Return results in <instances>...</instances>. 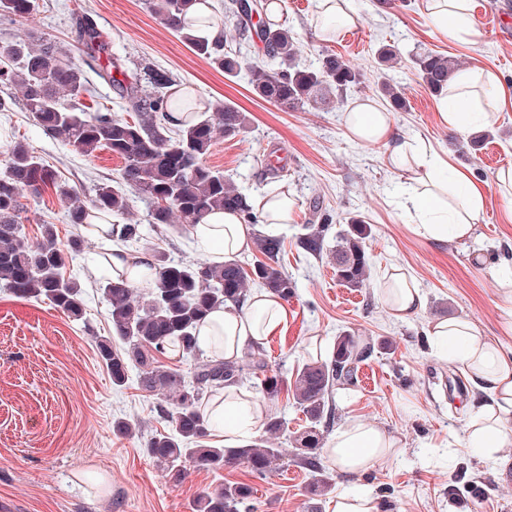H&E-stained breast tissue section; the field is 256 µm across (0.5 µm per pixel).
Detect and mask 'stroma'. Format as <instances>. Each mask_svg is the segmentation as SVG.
Listing matches in <instances>:
<instances>
[{
  "label": "stroma",
  "mask_w": 512,
  "mask_h": 512,
  "mask_svg": "<svg viewBox=\"0 0 512 512\" xmlns=\"http://www.w3.org/2000/svg\"><path fill=\"white\" fill-rule=\"evenodd\" d=\"M32 21L0 19V41L13 35L52 39L73 46L78 17L90 16L108 37L115 54L128 57L132 70L167 71L178 85L205 99L235 105L248 117L244 133L218 139L209 165L230 176L252 197L273 186L286 188L295 209L291 223L279 225L281 263L297 283L287 303L288 323L264 345L269 366L294 374L313 355L328 357L339 334L355 336L373 353L362 365L354 387L335 397V425L356 418L374 422L399 443L385 460L359 475L339 473L325 463L332 488L311 493L314 475L286 457L279 471L263 477L242 465L218 471L187 466L180 482H170L145 452L147 439L169 429L158 396L139 384L132 366L124 387L113 386L101 362L96 339L110 335L112 324L99 290L98 263L106 243L86 239L83 255L67 269L85 295L84 321L75 322L51 303L20 300L0 290V512H192L195 499L225 484L252 486L254 512H329L333 495L357 490L378 497L386 512H512V447L493 455L467 445L471 409L480 397L472 384L448 389L464 377L461 366L438 355L428 336L435 321L466 316L512 359V329L503 322L502 292L512 282V205L496 188L498 174L512 169V107L489 126V139L473 143L441 117L440 99L429 93L408 58L415 51L449 55L467 68L490 73L512 90V0H476L480 36L461 43L440 34L427 0H354L358 21L351 33L321 40L309 20L317 0H282L280 21L302 46V63L321 51L341 55L361 70L364 81L343 103L295 111L257 98L247 77L233 80L198 57L154 15L146 0H37ZM398 48L403 58L389 72L401 84L406 110L394 113L396 134L426 145L455 169L482 183L485 207L473 238L463 246L433 241L421 234L404 207L406 173L388 166L382 146L351 139L343 115L354 104L377 99L375 51ZM9 111L0 112V167L9 144L27 141L59 172L82 199L96 185L114 184L123 166L105 149L85 155L60 138L45 134L23 106L17 90L1 88ZM134 219L144 222L140 243L130 253H163L169 259L197 260L201 253L177 227L147 224L146 207L130 198ZM22 222L28 237L54 225L61 242L75 227L66 203L54 193L26 200ZM360 216L371 227L365 250L371 276L365 288L349 290L337 282L329 254L316 257L297 244L305 225L331 223L328 246ZM400 267L417 281L424 296L419 313L394 319L378 288L390 269ZM126 419L139 432L122 437L112 425ZM476 492L449 499L448 486L458 466ZM103 474L104 493L90 491L83 477Z\"/></svg>",
  "instance_id": "obj_1"
}]
</instances>
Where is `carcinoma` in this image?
Instances as JSON below:
<instances>
[{
  "instance_id": "cac0c4a2",
  "label": "carcinoma",
  "mask_w": 512,
  "mask_h": 512,
  "mask_svg": "<svg viewBox=\"0 0 512 512\" xmlns=\"http://www.w3.org/2000/svg\"><path fill=\"white\" fill-rule=\"evenodd\" d=\"M195 2L148 0V5L198 56L215 64L230 80L247 76L254 93L266 101L297 110L341 98L362 83V74L333 53H322L317 62L301 65L297 34L270 19V0L244 4L227 0L224 4L234 40L241 45L256 39L263 45L264 60L260 62L249 60L239 47L228 50L224 41L211 40L195 30L187 22ZM36 10V0H0V16L14 22L31 20ZM77 44L80 61L51 39L0 41V86L20 90L25 110L43 131L85 155L105 148L122 159L119 181L115 186H97L84 202L26 143L14 142L0 170V288L20 298L47 300L80 321L85 315L82 285L65 277V269L82 251L84 239L77 235L65 246L52 224L42 226L39 238L29 239L21 222L24 194L38 198L47 189L54 191L69 203V221L78 226L88 223L95 212L127 213V188L146 204L150 224L177 223L188 230L215 210L240 212L250 224L257 223V215L251 196L207 163L218 137H235L245 131L243 112L225 102L185 101L173 91L172 77L161 70H150L147 83H142L140 74L129 73L125 64L112 56L97 24L88 17L77 26ZM411 63L426 88L442 97L448 83L462 70L456 59L433 52H415ZM91 72L100 83L113 88L126 111L134 113L133 119L94 110L81 101L92 94ZM377 92L393 110L407 108L402 89L387 77H381ZM176 111L184 112L185 117L173 130L169 121ZM347 224L336 245L335 274L347 287L362 288L368 279L365 239L371 228L359 216L350 217ZM327 231L325 224L306 225L300 238L302 248L322 254ZM254 245L264 259L255 261L249 270L237 260L222 265L203 260L174 262L160 253L156 277L146 283L144 292L120 280L105 279L101 290L113 337L97 340L98 354L111 373L112 385L124 386L129 366L135 362L142 367V388L171 402V407L163 406L161 411L172 430L155 432L145 448L170 480L181 481L187 463L221 470L241 462L257 476L280 465L286 449L270 445L285 426L280 417H264L266 437L255 442L232 448L208 442L212 425L201 413L203 399L224 387L254 380L263 397L276 399L285 391L304 413L308 426L295 439L293 456L319 475L315 491L325 493L332 484L323 474L317 453L323 441L320 426L330 424L335 391L354 385L360 364L371 349L361 348L354 337L341 334L330 357L297 368L291 386L269 368L258 348L234 361L196 360L190 384L184 374L159 361L171 345L177 346L183 357L199 355L196 332L200 322L215 309L240 305L252 285L283 300L293 297L296 282L280 262L281 236L269 229L256 235ZM251 496L250 485L228 484L201 494L193 512H245Z\"/></svg>"
}]
</instances>
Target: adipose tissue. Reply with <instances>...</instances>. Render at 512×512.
Returning <instances> with one entry per match:
<instances>
[{
    "label": "adipose tissue",
    "instance_id": "1",
    "mask_svg": "<svg viewBox=\"0 0 512 512\" xmlns=\"http://www.w3.org/2000/svg\"><path fill=\"white\" fill-rule=\"evenodd\" d=\"M352 0H317L314 29L325 41L334 39L338 31L357 22ZM430 15L446 36L466 39L477 33L474 0H429ZM482 73L469 70L453 79L445 97L443 118L449 125L466 130L471 102L478 97ZM350 138L370 144L382 143L388 148L387 159L397 168L410 172L418 186L417 196L437 207L438 221L422 225L424 235L437 242L447 240L466 243L485 207L483 191L476 185L456 181L447 185L438 174L439 161L427 152H414L406 141L392 136V115L379 103L367 100L344 115ZM196 246L213 264L250 250L252 230L242 215L216 211L206 215L191 230ZM380 297L394 318L403 320L418 313L423 297L413 278L400 268L392 269ZM288 322V310L275 295L266 291L250 294L242 307H227L212 312L197 329L202 351L219 360H236L251 347H256ZM429 335L438 344H458V362L485 398L475 405L468 429V440L476 448L512 447V361L484 336L468 317L443 319L431 324ZM205 414L224 435L225 444H237L256 431L266 414V406L253 394L236 386L224 388L222 394L204 408ZM395 440L379 425L352 420L337 428L325 452L337 470L357 474L371 469L388 455Z\"/></svg>",
    "mask_w": 512,
    "mask_h": 512
}]
</instances>
